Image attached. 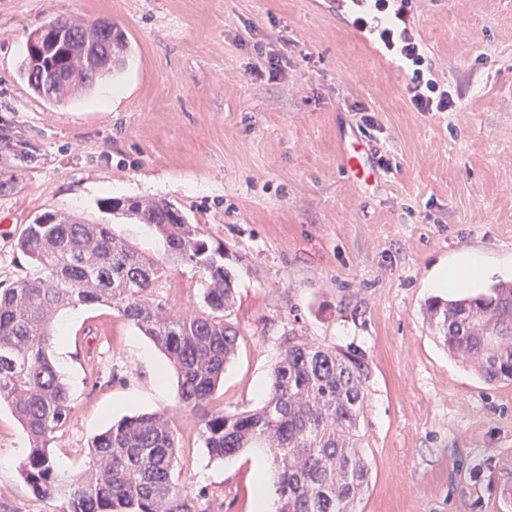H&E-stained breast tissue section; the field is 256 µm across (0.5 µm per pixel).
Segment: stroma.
I'll list each match as a JSON object with an SVG mask.
<instances>
[{
	"label": "stroma",
	"mask_w": 512,
	"mask_h": 512,
	"mask_svg": "<svg viewBox=\"0 0 512 512\" xmlns=\"http://www.w3.org/2000/svg\"><path fill=\"white\" fill-rule=\"evenodd\" d=\"M432 75L455 102L410 103L408 76L329 0H0V288L35 267L17 241L47 211L112 232L149 257L154 228L103 209L161 199L222 247L235 275L239 347L204 410L178 398L166 355L112 308L57 313L54 352L72 411L50 453L77 473L124 417L174 425L189 498L255 512L258 449L210 458L205 413L261 406L287 338L368 366L357 512H512V381L450 358L425 316L433 274L464 252L512 276V0H412ZM57 18L125 29L122 69L67 105L19 74L33 32ZM120 88L110 106L101 98ZM356 153L358 174L343 153ZM204 278L159 279L167 313L202 310ZM28 437L0 406V512H63L20 476Z\"/></svg>",
	"instance_id": "stroma-1"
}]
</instances>
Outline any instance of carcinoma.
Returning a JSON list of instances; mask_svg holds the SVG:
<instances>
[{"instance_id": "1", "label": "carcinoma", "mask_w": 512, "mask_h": 512, "mask_svg": "<svg viewBox=\"0 0 512 512\" xmlns=\"http://www.w3.org/2000/svg\"><path fill=\"white\" fill-rule=\"evenodd\" d=\"M51 25L52 42L27 48L20 66L37 96L66 102L125 64L128 37L112 23L55 19ZM102 204L153 226L167 246L165 257L139 252L108 224L63 213L28 225L18 248L37 273L0 289V405L11 407L29 437L21 478L38 497L62 498L64 512H209V505L182 497L176 436L159 414L122 419L96 436L77 478H61L54 466L50 444L71 404L51 356L50 315L87 303L111 307L168 355L181 400L193 408L206 405L237 352L238 332L224 322L235 284L224 251L209 248L198 226L165 201ZM189 262L203 271L204 311L174 318L151 298L152 286ZM426 316L449 356L489 383L512 380V280L500 279L476 296L436 299ZM365 381L355 355L290 339L272 366L264 404L208 416L205 448L217 458L274 449L279 512H356L370 474L359 435Z\"/></svg>"}]
</instances>
